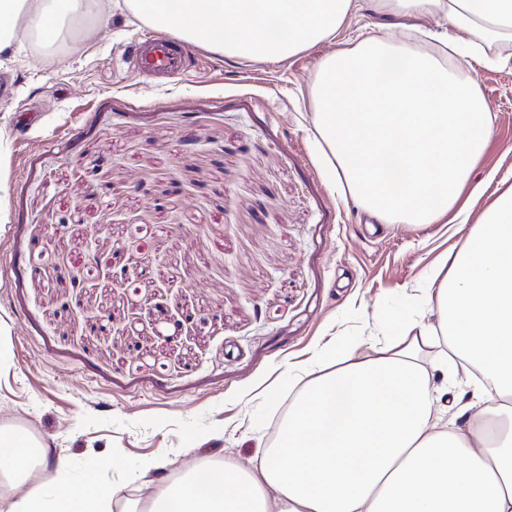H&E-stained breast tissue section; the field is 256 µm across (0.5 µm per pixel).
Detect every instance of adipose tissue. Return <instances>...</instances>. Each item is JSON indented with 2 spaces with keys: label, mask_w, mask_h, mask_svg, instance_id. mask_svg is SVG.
<instances>
[{
  "label": "adipose tissue",
  "mask_w": 512,
  "mask_h": 512,
  "mask_svg": "<svg viewBox=\"0 0 512 512\" xmlns=\"http://www.w3.org/2000/svg\"><path fill=\"white\" fill-rule=\"evenodd\" d=\"M360 0H0V55L22 43L70 44L78 22L117 8L185 42L230 57L282 61L331 40ZM384 18L438 16L460 55L512 45V0H361ZM372 37L325 58L314 124L325 161L382 224L467 230L416 283L435 322L401 317L395 341L361 348L331 341L262 456L161 475L138 468L146 495L125 502L100 466L82 480L37 467L48 450L0 430L10 492L0 512H512V187L471 218L460 198L492 117L470 82L434 56L400 50L398 66ZM481 379L448 393V362Z\"/></svg>",
  "instance_id": "adipose-tissue-1"
}]
</instances>
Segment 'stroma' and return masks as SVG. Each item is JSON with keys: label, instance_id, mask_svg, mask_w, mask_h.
Returning <instances> with one entry per match:
<instances>
[{"label": "stroma", "instance_id": "35a3bbf8", "mask_svg": "<svg viewBox=\"0 0 512 512\" xmlns=\"http://www.w3.org/2000/svg\"><path fill=\"white\" fill-rule=\"evenodd\" d=\"M144 30L116 10L53 63L30 45L0 58V425L49 446L42 478L100 463L135 491L148 457L172 476L254 455L310 350L360 339L463 244L444 224L369 223L316 155L319 65L370 36L407 44L382 16L282 62L194 46L177 78L128 63ZM460 75L494 117L470 181L478 214L512 184V57L463 58ZM178 300L189 337L134 319ZM92 315L122 333L89 329Z\"/></svg>", "mask_w": 512, "mask_h": 512}]
</instances>
